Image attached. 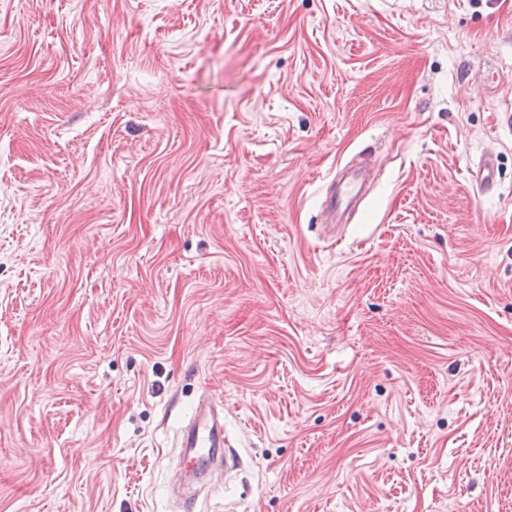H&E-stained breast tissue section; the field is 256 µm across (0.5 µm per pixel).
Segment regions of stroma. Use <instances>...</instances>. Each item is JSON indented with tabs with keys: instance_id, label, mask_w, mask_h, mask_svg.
Listing matches in <instances>:
<instances>
[{
	"instance_id": "stroma-1",
	"label": "stroma",
	"mask_w": 512,
	"mask_h": 512,
	"mask_svg": "<svg viewBox=\"0 0 512 512\" xmlns=\"http://www.w3.org/2000/svg\"><path fill=\"white\" fill-rule=\"evenodd\" d=\"M0 512H512V0H0ZM346 166L345 168H347ZM336 171V176L326 187L323 201L324 222L332 230L336 227V218L340 219L364 192L368 171L364 160L359 164ZM224 412L208 398H201L180 430L181 465L194 477H201L207 465L223 454Z\"/></svg>"
}]
</instances>
